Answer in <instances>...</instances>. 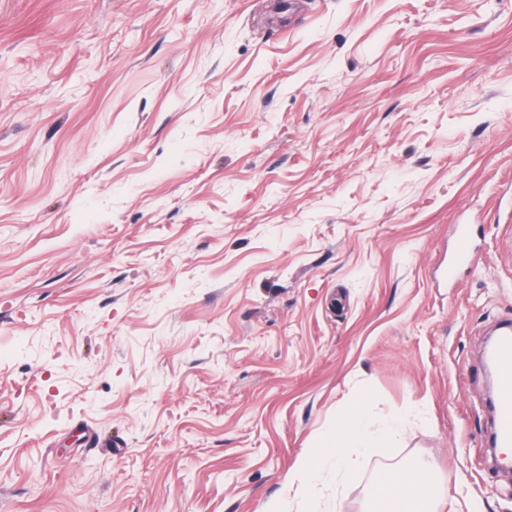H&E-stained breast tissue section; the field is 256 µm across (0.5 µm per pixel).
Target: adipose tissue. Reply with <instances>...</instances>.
Masks as SVG:
<instances>
[{"label": "adipose tissue", "mask_w": 512, "mask_h": 512, "mask_svg": "<svg viewBox=\"0 0 512 512\" xmlns=\"http://www.w3.org/2000/svg\"><path fill=\"white\" fill-rule=\"evenodd\" d=\"M339 430L320 440L318 451L308 453L306 468L288 474V488L296 507L305 506L309 498L305 486L312 471L330 468L337 476L347 477L354 469L362 449L385 446L396 437L403 425L400 415H391L379 427H372L363 404L345 408L338 415ZM427 469L409 470L383 476L378 485L388 491L396 512H440L427 481Z\"/></svg>", "instance_id": "adipose-tissue-1"}]
</instances>
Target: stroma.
I'll return each instance as SVG.
<instances>
[{"label":"stroma","instance_id":"stroma-1","mask_svg":"<svg viewBox=\"0 0 512 512\" xmlns=\"http://www.w3.org/2000/svg\"><path fill=\"white\" fill-rule=\"evenodd\" d=\"M504 318L512 0H0V512H264L358 402L315 512H512ZM495 344L494 448L512 455V321L499 328ZM339 430L329 432L320 440L321 451L308 452L306 468L288 473V489L293 492L292 503L301 508L309 503L305 493L309 473L323 468L336 470V476L347 477L356 466L363 448L383 447L396 437L403 425L398 414L391 415L379 427L372 428L363 403L345 408L338 414ZM431 468L391 473L377 483L393 499L394 511L398 512H444L433 497V488L427 481Z\"/></svg>","mask_w":512,"mask_h":512}]
</instances>
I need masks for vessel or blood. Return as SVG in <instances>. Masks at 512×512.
I'll use <instances>...</instances> for the list:
<instances>
[{
  "label": "vessel or blood",
  "mask_w": 512,
  "mask_h": 512,
  "mask_svg": "<svg viewBox=\"0 0 512 512\" xmlns=\"http://www.w3.org/2000/svg\"><path fill=\"white\" fill-rule=\"evenodd\" d=\"M494 445L512 447V321L503 322L495 344Z\"/></svg>",
  "instance_id": "vessel-or-blood-1"
}]
</instances>
